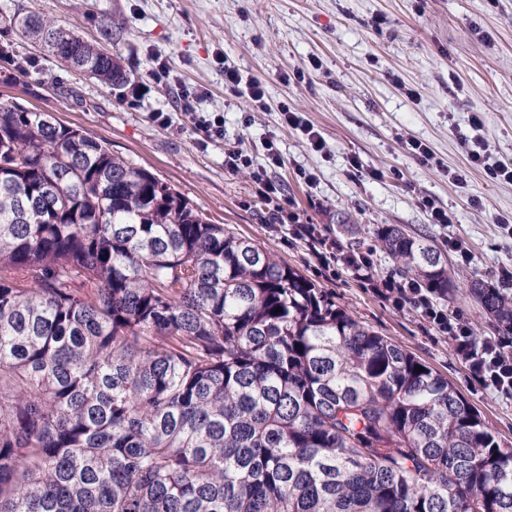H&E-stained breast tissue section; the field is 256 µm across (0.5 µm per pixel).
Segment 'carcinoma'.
I'll return each mask as SVG.
<instances>
[{
  "mask_svg": "<svg viewBox=\"0 0 512 512\" xmlns=\"http://www.w3.org/2000/svg\"><path fill=\"white\" fill-rule=\"evenodd\" d=\"M114 28L89 41L32 12L7 26L122 97ZM374 239L448 299L432 240L397 224ZM471 291L512 334V294ZM0 512H512V448L298 270L6 101Z\"/></svg>",
  "mask_w": 512,
  "mask_h": 512,
  "instance_id": "obj_1",
  "label": "carcinoma"
}]
</instances>
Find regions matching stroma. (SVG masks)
Instances as JSON below:
<instances>
[{"mask_svg": "<svg viewBox=\"0 0 512 512\" xmlns=\"http://www.w3.org/2000/svg\"><path fill=\"white\" fill-rule=\"evenodd\" d=\"M21 12L53 17L89 39L98 37L103 17L124 19L110 48L122 57L134 87L116 97L24 42L20 49L33 63L23 72L0 64V99L104 140L212 223L227 225L300 271L356 319L447 378L501 444L512 447L511 397L474 381L448 338L413 308L392 307L349 271L321 275L306 241L292 239L288 225H270L265 207L254 203L249 174L224 166L231 149L266 164L265 144L274 140L283 164L272 178L340 253L371 238L380 224L406 226L439 247L447 238H462L474 259L467 266L449 259L456 288L444 307L460 314L477 338L496 335L468 287L474 279L496 284L498 268L512 266V238L497 224L498 216L512 217V184L470 169L458 137L469 133L471 113L482 112L491 159L512 160V0H0V23ZM220 54L264 83L265 110L250 111L246 98L225 90ZM159 57L171 69L164 85L149 76ZM314 57L322 66L307 83L283 82V74L308 69ZM391 72L416 90L417 99L392 85ZM184 84L206 88L198 108L223 113V139L206 140L180 111ZM59 85L79 88L80 98L59 95ZM285 108L320 132L323 152H312L300 132L283 124ZM156 112L167 114V125L153 122ZM411 138L429 143L443 167L464 171L467 187L450 182L443 167L411 158L404 148ZM353 156L363 173L350 167ZM299 168L315 174L313 185L297 181ZM374 168L383 171L382 179L368 178ZM427 196L447 211L448 224L429 222L420 205Z\"/></svg>", "mask_w": 512, "mask_h": 512, "instance_id": "obj_1", "label": "stroma"}]
</instances>
